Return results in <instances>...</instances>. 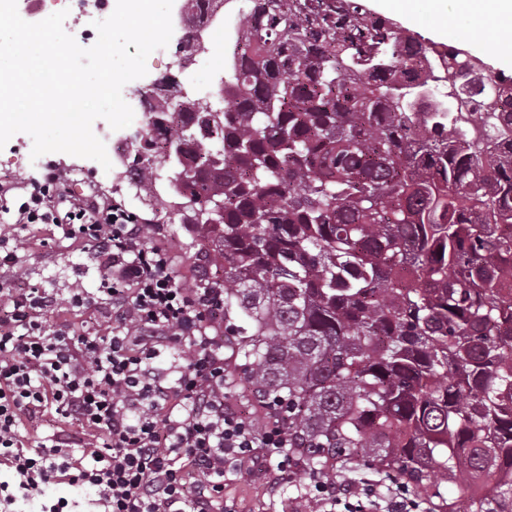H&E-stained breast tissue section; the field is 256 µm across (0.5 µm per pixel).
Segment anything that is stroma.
I'll return each mask as SVG.
<instances>
[{
	"label": "stroma",
	"mask_w": 512,
	"mask_h": 512,
	"mask_svg": "<svg viewBox=\"0 0 512 512\" xmlns=\"http://www.w3.org/2000/svg\"><path fill=\"white\" fill-rule=\"evenodd\" d=\"M179 60L174 46L155 50L147 59V73L125 85L122 95L132 101L139 90L163 76L177 74ZM32 149L28 134L18 133L0 149V184L7 186L6 201H0V225L12 223L17 204L26 194V185L33 171L20 166L19 159ZM126 153L111 155V169L91 159L61 153L54 164L67 183L71 194L82 197L99 196L115 201L136 216L141 223L159 224L165 230L180 283L191 285L193 260L186 251L184 233L162 201L147 202L127 194L122 172ZM17 243L24 257L21 277L16 285L21 289L40 288L56 294L57 319L70 332L83 336H104L108 324L95 307L74 308L68 303L73 288L97 293L102 286V274L95 259L93 246L79 238L64 235L51 224H30L19 231ZM300 493L296 487H280L273 474L234 476L224 487V500L235 512H289L288 507Z\"/></svg>",
	"instance_id": "35a3bbf8"
}]
</instances>
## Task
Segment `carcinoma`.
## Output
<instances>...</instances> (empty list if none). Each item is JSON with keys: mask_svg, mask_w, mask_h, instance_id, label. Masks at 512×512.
<instances>
[{"mask_svg": "<svg viewBox=\"0 0 512 512\" xmlns=\"http://www.w3.org/2000/svg\"><path fill=\"white\" fill-rule=\"evenodd\" d=\"M346 35L278 0L221 88L180 85L126 171L170 165L195 284L224 289V374L311 471L368 465L436 512H512V145L475 147L454 102L414 110L403 42L344 0Z\"/></svg>", "mask_w": 512, "mask_h": 512, "instance_id": "carcinoma-1", "label": "carcinoma"}]
</instances>
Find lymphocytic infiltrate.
<instances>
[{
    "label": "lymphocytic infiltrate",
    "instance_id": "1",
    "mask_svg": "<svg viewBox=\"0 0 512 512\" xmlns=\"http://www.w3.org/2000/svg\"><path fill=\"white\" fill-rule=\"evenodd\" d=\"M13 230L0 229V512H224L228 476L274 471L297 484L302 465L288 436L257 426L224 392V346L212 336L224 304L217 288H185L161 229L119 203L69 196L56 167L27 184ZM26 224H53L91 243L105 286L71 291L95 304L108 336H69L53 321L57 299L17 290L23 259L12 242ZM55 412L83 432L29 447L24 431ZM93 489L68 502L62 482ZM294 512H431L403 482L358 485L311 475Z\"/></svg>",
    "mask_w": 512,
    "mask_h": 512
}]
</instances>
